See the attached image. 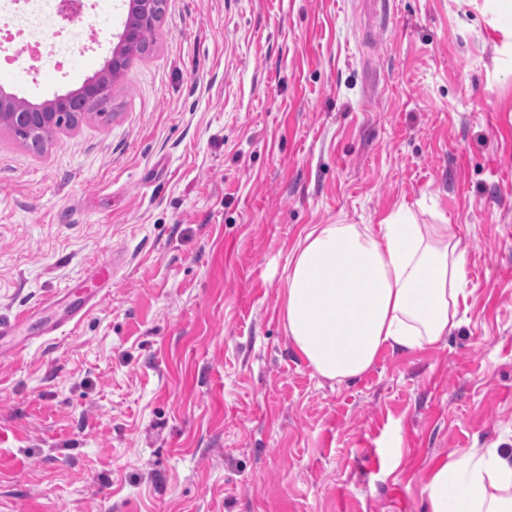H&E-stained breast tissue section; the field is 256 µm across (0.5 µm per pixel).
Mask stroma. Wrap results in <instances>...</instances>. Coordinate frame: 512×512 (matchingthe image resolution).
Masks as SVG:
<instances>
[{
  "label": "stroma",
  "mask_w": 512,
  "mask_h": 512,
  "mask_svg": "<svg viewBox=\"0 0 512 512\" xmlns=\"http://www.w3.org/2000/svg\"><path fill=\"white\" fill-rule=\"evenodd\" d=\"M128 12L5 45L6 91L78 89ZM512 20L490 0H168L149 48L43 150L0 126V512H430L512 448ZM62 35V64L22 45ZM468 256L463 325L336 384L281 319L316 224L399 208ZM112 260L76 326L46 298Z\"/></svg>",
  "instance_id": "35a3bbf8"
}]
</instances>
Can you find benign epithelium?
I'll list each match as a JSON object with an SVG mask.
<instances>
[{
  "label": "benign epithelium",
  "instance_id": "7a95c632",
  "mask_svg": "<svg viewBox=\"0 0 512 512\" xmlns=\"http://www.w3.org/2000/svg\"><path fill=\"white\" fill-rule=\"evenodd\" d=\"M167 0H130V9L113 48L112 59L93 79L80 88L78 96L95 109L106 108L112 88L134 56L140 54L147 38L157 28ZM74 96H58L40 104L0 97V126L7 125L20 138L30 140L45 131L75 124L82 113L74 111Z\"/></svg>",
  "mask_w": 512,
  "mask_h": 512
}]
</instances>
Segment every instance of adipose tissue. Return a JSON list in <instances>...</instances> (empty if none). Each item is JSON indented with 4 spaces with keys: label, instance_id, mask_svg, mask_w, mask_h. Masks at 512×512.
Returning a JSON list of instances; mask_svg holds the SVG:
<instances>
[{
    "label": "adipose tissue",
    "instance_id": "adipose-tissue-1",
    "mask_svg": "<svg viewBox=\"0 0 512 512\" xmlns=\"http://www.w3.org/2000/svg\"><path fill=\"white\" fill-rule=\"evenodd\" d=\"M468 262L449 224L399 209L381 224H317L285 270L284 330L323 379L366 374L384 351L437 345L460 327ZM431 512H512V464L499 449L443 464L428 487Z\"/></svg>",
    "mask_w": 512,
    "mask_h": 512
}]
</instances>
